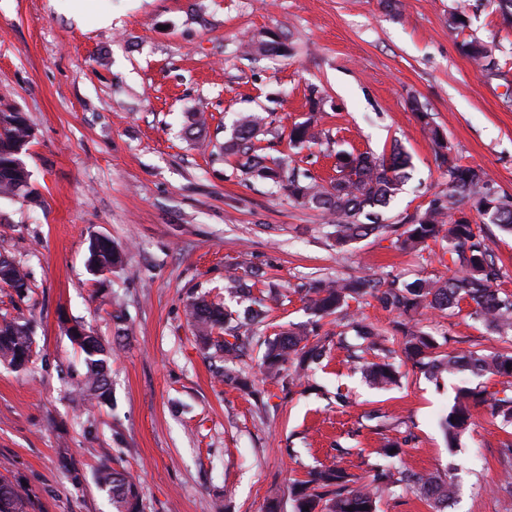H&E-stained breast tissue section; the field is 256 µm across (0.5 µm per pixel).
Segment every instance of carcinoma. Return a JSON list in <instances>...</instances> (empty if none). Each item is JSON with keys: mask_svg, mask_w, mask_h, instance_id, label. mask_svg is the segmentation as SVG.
<instances>
[{"mask_svg": "<svg viewBox=\"0 0 512 512\" xmlns=\"http://www.w3.org/2000/svg\"><path fill=\"white\" fill-rule=\"evenodd\" d=\"M259 55L285 56L288 45L272 34L250 45ZM463 55L487 72L498 69L492 48L477 38L469 37L460 43ZM420 123L435 145L436 157L445 167L448 192L431 199L428 206L410 219L409 227L397 238L404 250L421 251L428 241L441 239L448 243L451 275L448 277L416 279L399 283L379 278L360 277L355 280L338 278L320 280L308 286L305 308L313 315L326 317L343 313L349 301L366 296L375 297L386 309L408 318L401 325V352L430 380L443 374L469 371L474 375L490 373L512 378V294L497 284V260L486 243L482 229L473 222L470 213L476 211L484 223L512 231V200L492 191L487 172L479 167L448 160L450 146L434 124L431 114L413 105ZM266 117L251 112L239 116L232 125L224 152L241 158V167L254 178L274 188H285L295 201L320 211L330 219L336 244L346 246L370 235L384 234L390 225L384 223L383 210L409 179L410 156L399 146L388 155L375 156L370 152L337 153L338 176L327 183L314 176L290 168L282 161H270L256 144L265 133ZM31 125L20 112L0 110V196L29 199L36 195L32 173L24 161L31 143ZM314 121L294 125L288 133L291 147L301 148L320 139ZM88 267H110L121 261L112 241L92 240L89 244ZM0 288H6L19 299L28 297L27 274L11 260L0 257ZM474 305L473 314L498 334L501 347L489 353L484 350L450 352L437 355L436 342L413 322L414 315L423 309L452 312L462 303ZM268 310L248 308L240 316L205 297H195L186 305V316L200 349L206 358L217 363L215 372L222 381H229L248 391L251 382L243 373L230 370L229 365L242 359L248 349L249 337L238 333L237 321L259 327L265 324ZM361 343L350 350V359L362 360V354L374 349L381 333L354 321L347 322ZM83 354L84 373L78 384L76 403L84 406L112 405L110 370L113 347L92 331L70 337ZM326 352L322 341L309 342V332L289 331L267 343L262 359L266 374L282 377L286 365L293 370L288 384L294 385L308 376L311 366L319 363ZM34 340L32 326L21 317L0 315V364L23 371L32 362ZM371 379L380 387L398 383L399 375L385 361L366 365ZM490 404L492 413L502 421L512 423V395H491L470 387L458 389L453 406L442 422L448 445L454 446L468 429L471 407ZM98 487L112 501L114 512H141L140 485L124 469L103 463L96 471ZM391 470L379 465L372 480L350 488V475L341 467L319 469L311 479L301 483L294 492V512H376L380 493L398 483ZM431 501L435 512L448 507L455 494L453 483L434 477L424 478L412 470L404 472L402 480ZM29 499L23 497L9 481L0 479V512H28Z\"/></svg>", "mask_w": 512, "mask_h": 512, "instance_id": "1", "label": "carcinoma"}]
</instances>
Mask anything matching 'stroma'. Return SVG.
I'll return each mask as SVG.
<instances>
[{"mask_svg": "<svg viewBox=\"0 0 512 512\" xmlns=\"http://www.w3.org/2000/svg\"><path fill=\"white\" fill-rule=\"evenodd\" d=\"M401 2L396 12L383 0H0V110L24 113L35 130L24 160L37 189L31 200L0 198V255L31 287L15 307L0 293V312L29 319L37 348L25 371L0 365V475L21 485L31 512H112L94 480L103 461L140 484L143 512H265L272 500L293 512L292 486L311 471L339 466L369 483L387 439L402 441V465L454 479L448 512H512L499 456L512 423L474 406L453 449L439 426L458 386L495 392L500 377L435 383L399 357V386L378 389L346 361L336 318L315 319L301 299L319 277L447 275L441 243L411 253L395 243L448 190L414 106L432 113L451 160L484 168L512 198V25L493 0H468L462 33L448 26L457 0ZM267 32L286 38L288 56L244 54ZM467 34L492 47L497 72L461 53ZM313 88L325 136L290 148ZM188 112L204 113L205 144L184 138ZM241 112L268 113L266 155L321 181L336 151L401 145L413 176L386 211L393 231L338 247L320 211L224 153ZM94 237L124 255L99 281L86 266ZM255 270L254 298L270 288L284 298L253 333L251 397L214 377L185 305L206 293L244 309L233 280ZM116 311L126 335L112 359L113 404L76 411L84 367L61 322L111 341ZM298 325L327 338L331 354L308 386L286 391L257 363L268 340ZM421 325L444 353L498 346L467 305L424 311ZM62 448L79 480L61 467Z\"/></svg>", "mask_w": 512, "mask_h": 512, "instance_id": "35a3bbf8", "label": "stroma"}]
</instances>
